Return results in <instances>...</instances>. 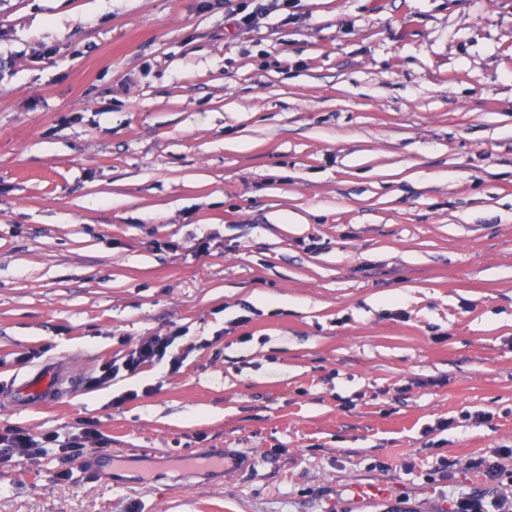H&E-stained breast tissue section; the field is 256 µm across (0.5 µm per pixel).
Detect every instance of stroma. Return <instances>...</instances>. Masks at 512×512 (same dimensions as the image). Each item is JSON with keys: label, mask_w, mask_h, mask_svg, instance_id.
Segmentation results:
<instances>
[{"label": "stroma", "mask_w": 512, "mask_h": 512, "mask_svg": "<svg viewBox=\"0 0 512 512\" xmlns=\"http://www.w3.org/2000/svg\"><path fill=\"white\" fill-rule=\"evenodd\" d=\"M297 12L0 0V380L77 387L0 425L128 465L0 461V512H451L489 490L456 460L512 472V0ZM175 327L179 373L95 384ZM296 1L298 0H241L235 8L229 7V15L240 31L248 33L258 26L261 19L274 11H280L284 15V21L297 19ZM226 459L224 457H213L209 459H200L187 456L178 460L174 467L177 477L181 479H191L204 475L208 472L224 470Z\"/></svg>", "instance_id": "1"}]
</instances>
